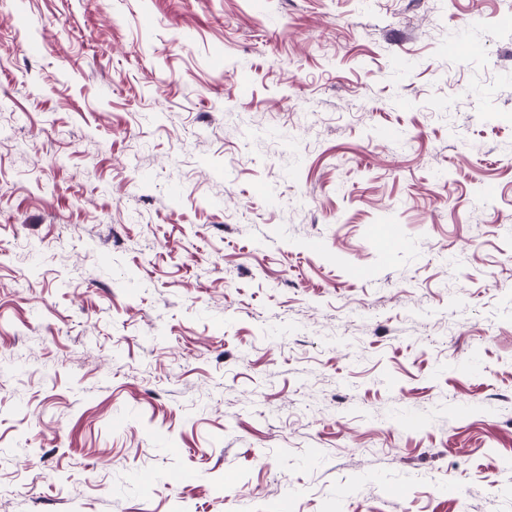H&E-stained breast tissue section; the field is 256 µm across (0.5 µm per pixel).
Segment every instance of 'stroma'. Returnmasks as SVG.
Masks as SVG:
<instances>
[{
	"label": "stroma",
	"instance_id": "stroma-1",
	"mask_svg": "<svg viewBox=\"0 0 512 512\" xmlns=\"http://www.w3.org/2000/svg\"><path fill=\"white\" fill-rule=\"evenodd\" d=\"M286 496L512 512V0H0V512Z\"/></svg>",
	"mask_w": 512,
	"mask_h": 512
}]
</instances>
